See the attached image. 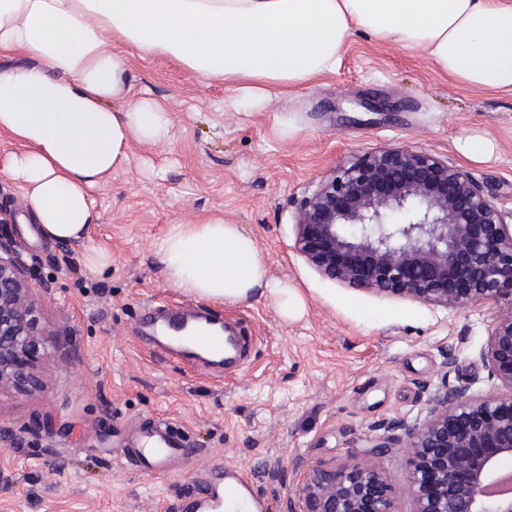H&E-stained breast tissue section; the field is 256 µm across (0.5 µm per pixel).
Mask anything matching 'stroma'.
Segmentation results:
<instances>
[{"label":"stroma","instance_id":"35a3bbf8","mask_svg":"<svg viewBox=\"0 0 512 512\" xmlns=\"http://www.w3.org/2000/svg\"><path fill=\"white\" fill-rule=\"evenodd\" d=\"M130 82L133 95L166 106L171 138L132 143L126 167L93 192L100 221L85 242L26 233V200L0 175V237L31 265L32 298L56 347L40 388L0 391V422L18 437L0 443V512H177L219 463L250 476L267 512H288L313 469L366 459L379 424L424 420L439 387L498 393L483 360L491 306L446 309L348 288L293 245L297 209L321 177L387 147L448 159L512 211V93L455 83L358 28L335 71L253 106L235 86L165 58L131 54ZM470 135L490 139L493 155L466 158L459 142ZM209 216L254 238L270 278L296 294L293 312L266 293L219 303L169 284L155 242L170 225ZM93 246L111 254L98 272L84 263ZM149 303L238 325L243 358L223 373L159 360L142 337ZM157 419L195 448L167 476L118 453L134 423ZM381 462L394 512H412L404 450L387 449Z\"/></svg>","mask_w":512,"mask_h":512}]
</instances>
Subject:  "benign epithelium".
I'll use <instances>...</instances> for the list:
<instances>
[{
  "label": "benign epithelium",
  "mask_w": 512,
  "mask_h": 512,
  "mask_svg": "<svg viewBox=\"0 0 512 512\" xmlns=\"http://www.w3.org/2000/svg\"><path fill=\"white\" fill-rule=\"evenodd\" d=\"M462 168L409 148H382L332 170L302 199L295 251L349 288L445 308L495 309L483 359L504 394L440 389L422 423H385L370 461L318 469L288 499L308 512H393L382 467L394 432L406 436L413 512H512V225ZM28 266L0 239V389L40 385L52 356L30 297Z\"/></svg>",
  "instance_id": "obj_1"
}]
</instances>
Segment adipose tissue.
<instances>
[{
	"label": "adipose tissue",
	"instance_id": "obj_1",
	"mask_svg": "<svg viewBox=\"0 0 512 512\" xmlns=\"http://www.w3.org/2000/svg\"><path fill=\"white\" fill-rule=\"evenodd\" d=\"M424 54L475 89L512 92V0H0V162L56 242L87 239L90 197L129 161L132 142L166 143L163 104L135 97L128 50L172 58L246 98L333 72L352 29ZM169 283L190 297L286 296L239 225H170L155 244Z\"/></svg>",
	"mask_w": 512,
	"mask_h": 512
}]
</instances>
